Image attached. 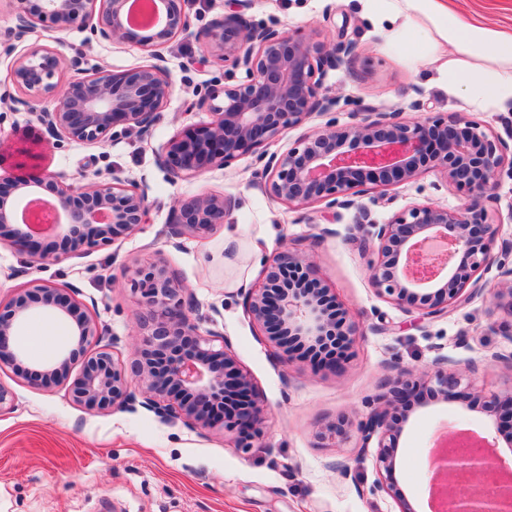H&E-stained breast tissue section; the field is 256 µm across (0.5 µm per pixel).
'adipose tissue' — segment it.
<instances>
[{
    "label": "adipose tissue",
    "instance_id": "obj_1",
    "mask_svg": "<svg viewBox=\"0 0 512 512\" xmlns=\"http://www.w3.org/2000/svg\"><path fill=\"white\" fill-rule=\"evenodd\" d=\"M386 2L380 19L389 25L388 42L395 50L407 51L412 65L438 57L442 47H450L455 57L439 69L448 92L481 108L496 109L512 103V32L453 10L447 0ZM417 14L427 18L428 27L412 26L411 18ZM476 57L486 60V67L469 68V59Z\"/></svg>",
    "mask_w": 512,
    "mask_h": 512
}]
</instances>
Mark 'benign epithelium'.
I'll use <instances>...</instances> for the list:
<instances>
[{
	"label": "benign epithelium",
	"mask_w": 512,
	"mask_h": 512,
	"mask_svg": "<svg viewBox=\"0 0 512 512\" xmlns=\"http://www.w3.org/2000/svg\"><path fill=\"white\" fill-rule=\"evenodd\" d=\"M13 2L19 24L0 33L5 55L13 56L10 79L32 101L46 102L37 120L56 140L102 146L120 123L148 136L174 85L157 63L133 71L86 72L77 60L64 62L57 48L34 45L19 52L18 44L34 32V19L50 15L61 31L89 26L100 39L139 48L156 60L158 50L174 39L193 37L201 44L204 62L227 63L231 72L226 84L212 85L189 104L191 111H208L209 120L162 144L155 153L158 167L173 178H196L254 153L272 198L294 207L322 202L327 209L351 208L369 190L407 184L437 169L447 183L466 190L463 205L413 204L384 224L370 220L368 209L356 205L364 241L377 247L370 283L396 305L431 317L448 313L477 291L475 273L489 264L495 237L486 203L496 199L503 166L512 167V133L505 140L460 116L410 122L395 110L361 112L358 121L337 124L336 98L325 92L323 77L355 56L356 44L340 41L329 49L302 34L255 23L245 15L251 0H239L223 18L194 32L185 0H151L153 23L143 27L130 22V0ZM65 66L73 75L61 85L55 78ZM239 69L244 77L236 82ZM314 114L329 119L287 151H268L284 131ZM33 204L50 209L55 221L35 227L39 215L30 212ZM233 207L231 199L210 192L181 200L171 212L168 233L173 238L206 236ZM148 212V188L118 177L88 185L76 197L63 177L34 167L19 165L0 174V242L24 249L37 267L57 259L42 246L47 237H59L74 249L106 245L118 232L139 230ZM131 282L140 291L143 312L129 363L116 361L107 347L93 349L103 330L70 289L35 280L8 301L0 300V369L26 357L12 338L40 311L66 324L69 332L68 343L53 359L37 363L41 386L65 382L81 352L85 360L72 397L86 410L139 404L196 431H234L239 440L257 436L267 419L264 402L223 334L199 331L202 318L190 316L193 298L186 287L159 258L138 265ZM492 293L508 298L512 314V269ZM244 301L248 317L284 363L293 360L294 340L321 346L339 336L348 343L359 328L348 309L326 300L313 260L297 248L270 255L261 285L246 289ZM461 383L452 361L438 355L432 372L416 379L403 373L392 378L380 405L359 421V452L376 442L378 486L391 497L400 498L395 450L402 423L395 409L410 404L421 387L445 401L456 399ZM471 401L482 403L495 417L497 433L512 445V391L485 401L474 394ZM462 443L456 435L435 449L434 470L447 479L433 486L442 512H512V477L502 475L496 442L480 448Z\"/></svg>",
	"instance_id": "1"
}]
</instances>
